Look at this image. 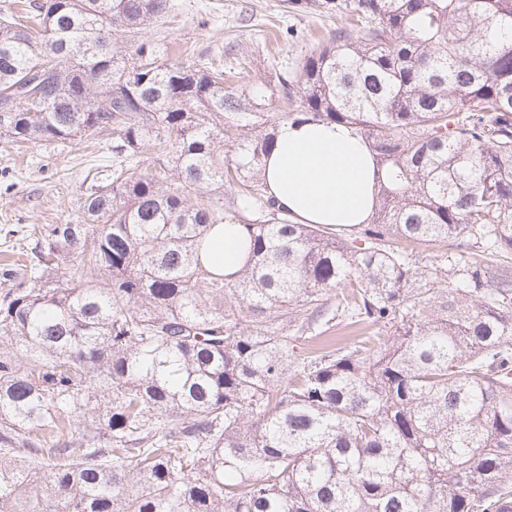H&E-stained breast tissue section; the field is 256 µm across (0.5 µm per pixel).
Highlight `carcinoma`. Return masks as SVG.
Instances as JSON below:
<instances>
[{
  "instance_id": "obj_1",
  "label": "carcinoma",
  "mask_w": 512,
  "mask_h": 512,
  "mask_svg": "<svg viewBox=\"0 0 512 512\" xmlns=\"http://www.w3.org/2000/svg\"><path fill=\"white\" fill-rule=\"evenodd\" d=\"M312 3L356 34L268 92L167 62L146 32L170 0L0 17V139L110 129L116 155L77 223L31 225L29 285L0 299V512H512V276L414 254L512 251V0H291ZM286 121L365 140L370 223L276 207ZM227 213L252 243L232 281L199 258ZM340 315L374 335L294 356ZM419 254L417 263L419 266L428 265L432 257L439 252H448V259L451 260V256H458L464 254L469 256L472 262L476 265L481 266L486 271V276L496 275L501 272L502 269L512 268V253L504 252L493 249H471V242L469 239H459L453 242L451 245H435V246H422L416 250ZM464 252V253H463ZM465 252L470 253L467 255Z\"/></svg>"
}]
</instances>
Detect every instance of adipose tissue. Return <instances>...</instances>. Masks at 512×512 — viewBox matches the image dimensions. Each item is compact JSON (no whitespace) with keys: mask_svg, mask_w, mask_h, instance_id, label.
Here are the masks:
<instances>
[{"mask_svg":"<svg viewBox=\"0 0 512 512\" xmlns=\"http://www.w3.org/2000/svg\"><path fill=\"white\" fill-rule=\"evenodd\" d=\"M268 193L295 222L351 229L368 223L380 170L368 144L345 124L282 123L263 161ZM240 225L213 227L201 262L234 276L248 258Z\"/></svg>","mask_w":512,"mask_h":512,"instance_id":"adipose-tissue-1","label":"adipose tissue"}]
</instances>
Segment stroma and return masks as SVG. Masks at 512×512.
<instances>
[{"instance_id": "obj_1", "label": "stroma", "mask_w": 512, "mask_h": 512, "mask_svg": "<svg viewBox=\"0 0 512 512\" xmlns=\"http://www.w3.org/2000/svg\"><path fill=\"white\" fill-rule=\"evenodd\" d=\"M174 10L149 37L167 48L169 62L223 58L240 66L247 88L275 81L279 70L298 75L302 62L343 21L313 8L284 9L282 0H173ZM85 151L43 141L16 145L0 140V259L17 270L28 265L30 224H72L76 202L112 167V134Z\"/></svg>"}]
</instances>
